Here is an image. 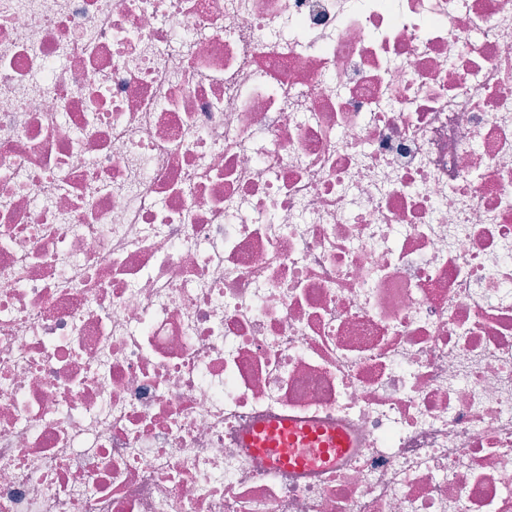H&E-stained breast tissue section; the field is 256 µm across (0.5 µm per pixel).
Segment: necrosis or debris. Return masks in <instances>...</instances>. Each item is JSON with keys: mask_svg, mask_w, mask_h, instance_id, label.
<instances>
[{"mask_svg": "<svg viewBox=\"0 0 512 512\" xmlns=\"http://www.w3.org/2000/svg\"><path fill=\"white\" fill-rule=\"evenodd\" d=\"M0 512H512V0H0ZM288 438V422H284L280 427L274 426L266 430L264 433L253 436L246 443L248 450H255L268 447L275 443L276 440L282 441Z\"/></svg>", "mask_w": 512, "mask_h": 512, "instance_id": "4bbe7bcc", "label": "necrosis or debris"}]
</instances>
